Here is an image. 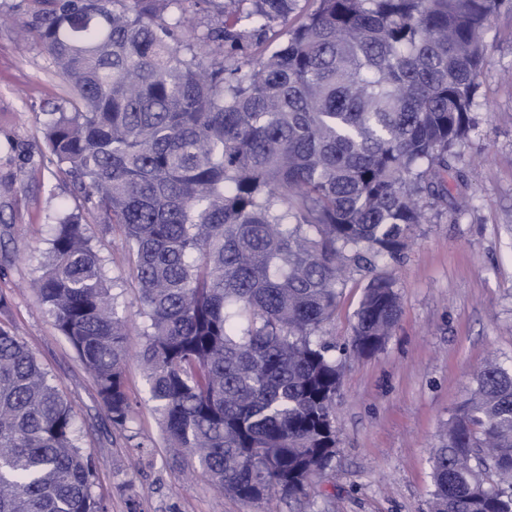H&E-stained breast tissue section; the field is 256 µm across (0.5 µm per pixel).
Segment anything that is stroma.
<instances>
[{"label": "stroma", "mask_w": 512, "mask_h": 512, "mask_svg": "<svg viewBox=\"0 0 512 512\" xmlns=\"http://www.w3.org/2000/svg\"><path fill=\"white\" fill-rule=\"evenodd\" d=\"M29 0H0V180L16 191L0 203V327L20 336L76 413L81 449L96 464L95 495L108 512H429L431 456L437 438L470 395L488 359L512 367V5L483 36L475 122L456 148L461 178L448 203L430 206L408 249L379 268L400 296L398 325L381 350L343 354L335 400L336 456L307 499L274 498L247 505L219 492L200 472L172 462L147 401L138 362L141 338L128 339L125 429L109 427L93 378L30 292L61 208H74L71 183L42 157V114L62 104L65 86L49 55L21 47L17 31ZM94 243L120 315L142 322L117 231L96 224ZM369 275L349 268L324 342L349 346Z\"/></svg>", "instance_id": "stroma-1"}]
</instances>
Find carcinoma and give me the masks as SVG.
Masks as SVG:
<instances>
[{
  "instance_id": "carcinoma-1",
  "label": "carcinoma",
  "mask_w": 512,
  "mask_h": 512,
  "mask_svg": "<svg viewBox=\"0 0 512 512\" xmlns=\"http://www.w3.org/2000/svg\"><path fill=\"white\" fill-rule=\"evenodd\" d=\"M189 2L30 0L23 41L67 92L44 150L78 193L32 288L125 428L131 329L86 219L118 231L166 447L248 505L299 501L336 455L319 331L344 270L370 273L350 346L369 357L401 313L377 262L448 196L506 0H203L220 22L194 44ZM474 381L433 451L430 512H512V369ZM93 476L72 406L0 327V512H106Z\"/></svg>"
}]
</instances>
